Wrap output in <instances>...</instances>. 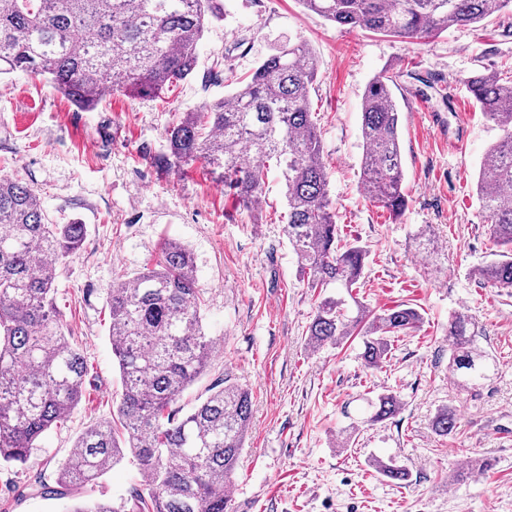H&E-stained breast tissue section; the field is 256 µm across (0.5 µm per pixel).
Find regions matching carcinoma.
<instances>
[{"mask_svg":"<svg viewBox=\"0 0 512 512\" xmlns=\"http://www.w3.org/2000/svg\"><path fill=\"white\" fill-rule=\"evenodd\" d=\"M346 31L426 40L483 21L512 0H300ZM224 17L222 0H0V76L41 75L67 100L89 108L126 92L155 95L191 76L206 24ZM315 54L290 42L266 58L250 80L223 99L178 116L158 161L172 170L206 163L239 204L264 201L265 173L279 170L288 217L284 233L307 287L336 295L321 299L307 328V346H337L354 333L361 359L378 369L391 339L417 330L423 316L397 305L372 313L358 288L366 250L345 241L329 194L320 128L310 93ZM399 75L375 76L363 94L360 180L368 197L399 217L407 208L400 117L391 86ZM467 88L484 117L501 132L485 154L476 181L490 238L507 257L479 269L495 288H512V78L478 73ZM84 224H51L38 193L16 176L0 175V467L22 468L41 438L81 402L84 357L66 337L55 302L61 266L80 250ZM201 292L190 252L168 243L152 268L119 280L107 299L109 339L122 393L110 421L80 435L55 478L42 472L27 487L44 499H70L68 512H230L227 488L245 448L253 397L224 374V386L178 417L175 405L206 371L212 340L201 314ZM463 312L448 319L453 384L469 392L491 379L494 360ZM366 422L394 417L399 396L386 391ZM448 437L459 429L446 407L431 420ZM132 462L146 487L116 499H82L111 468ZM373 467L389 480H409L405 467L381 459ZM470 457L448 475L460 482L491 468Z\"/></svg>","mask_w":512,"mask_h":512,"instance_id":"1","label":"carcinoma"}]
</instances>
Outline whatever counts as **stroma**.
I'll list each match as a JSON object with an SVG mask.
<instances>
[{
	"mask_svg": "<svg viewBox=\"0 0 512 512\" xmlns=\"http://www.w3.org/2000/svg\"><path fill=\"white\" fill-rule=\"evenodd\" d=\"M299 39L319 64L311 100L336 221L345 239L368 251L359 297L376 312L406 304L423 315L419 329L395 339L378 370L362 366L355 336L335 348H308L319 296L302 280L283 233L276 170L267 174L262 207L250 212L204 163L178 172L156 163L179 113L224 98ZM197 53L194 73L161 94L117 92L90 109L41 76L0 78V174L30 184L50 223L86 227L55 288L65 334L88 367L85 396L67 423L41 440L26 468L0 469V512H66L67 500L30 495L26 477L54 475L87 427L111 419L122 388L106 301L118 278L152 267L171 239L194 257L213 340L211 363L181 408L228 371L253 393L233 512H512V293L478 275L498 258L476 180L499 132L465 83L512 63V12L410 44L341 30L298 0H224L223 20L208 25ZM385 70L400 75L408 207L398 218L366 197L359 177L362 96ZM422 228L435 237V256L415 249ZM461 310L496 362L493 379L472 393L455 390L448 361V317ZM386 390L399 395L400 412L366 424L371 400ZM444 406L460 422L447 438L431 428ZM474 455L490 458L491 470L450 483V469ZM376 458L405 465L408 482L383 477Z\"/></svg>",
	"mask_w": 512,
	"mask_h": 512,
	"instance_id": "1",
	"label": "stroma"
}]
</instances>
